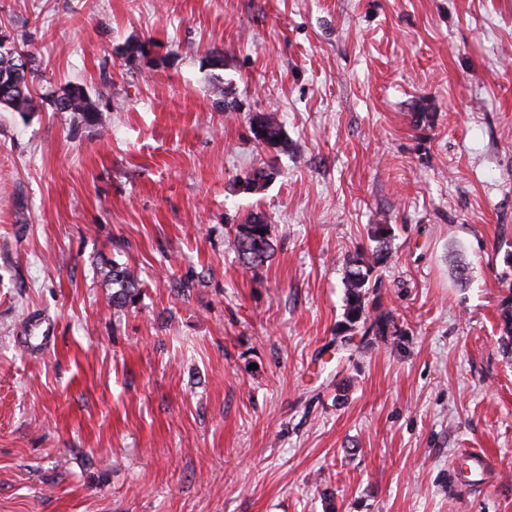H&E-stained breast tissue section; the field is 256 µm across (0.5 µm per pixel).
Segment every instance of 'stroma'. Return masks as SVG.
Instances as JSON below:
<instances>
[{
  "instance_id": "1",
  "label": "stroma",
  "mask_w": 512,
  "mask_h": 512,
  "mask_svg": "<svg viewBox=\"0 0 512 512\" xmlns=\"http://www.w3.org/2000/svg\"><path fill=\"white\" fill-rule=\"evenodd\" d=\"M1 30L35 96L110 83L112 127L0 111V512H512V0H0ZM254 210L276 252L246 270ZM382 221L398 329L341 353ZM250 126L253 139L258 146L273 153L287 151L288 137L276 113H256L251 118ZM272 224L262 212H251L241 224H233L230 232L242 265L249 269L266 264L275 253ZM105 277L112 285L113 313L121 314L132 306L140 295L139 275L127 264L112 262Z\"/></svg>"
}]
</instances>
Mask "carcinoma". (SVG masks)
Segmentation results:
<instances>
[{
    "instance_id": "cac0c4a2",
    "label": "carcinoma",
    "mask_w": 512,
    "mask_h": 512,
    "mask_svg": "<svg viewBox=\"0 0 512 512\" xmlns=\"http://www.w3.org/2000/svg\"><path fill=\"white\" fill-rule=\"evenodd\" d=\"M152 42L137 41L127 45V62L132 64L146 56ZM32 61L29 43L22 34L11 37V45L0 46V110L11 112H35L39 108L38 98L33 96L34 84L43 80L41 70L22 63V58ZM50 102L57 112H70L81 121L102 129L112 123L111 85L104 83L96 95H91L80 84H68L49 93ZM251 132L258 146L271 152L288 150V137L277 114L259 112L251 118ZM390 224H372L368 238L375 243L370 250H357L345 257L343 263V285L345 305L343 312V334L336 337V346L347 350L356 333H361L360 342L366 347L372 338L386 336L397 329L393 317L381 312L369 315L370 295L381 285L379 268L392 258ZM234 244L242 265L255 269L266 264L275 253L272 225L261 212L248 214L240 224L230 227ZM112 285L113 313L121 314L132 306L140 295V280L136 271L117 262L105 274Z\"/></svg>"
}]
</instances>
